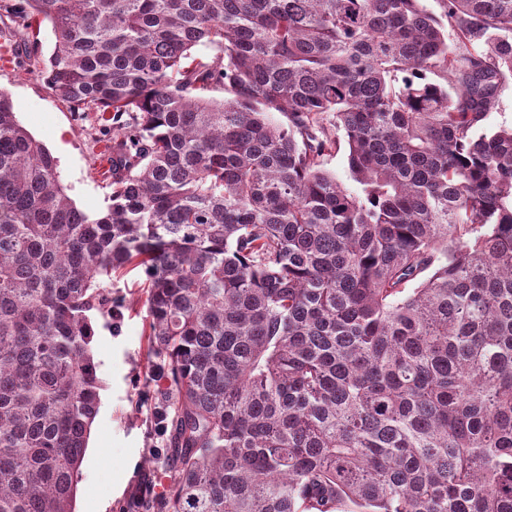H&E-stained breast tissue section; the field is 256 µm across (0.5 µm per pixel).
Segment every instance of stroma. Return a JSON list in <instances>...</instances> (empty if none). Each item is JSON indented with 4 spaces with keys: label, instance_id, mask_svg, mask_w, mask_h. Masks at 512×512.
Wrapping results in <instances>:
<instances>
[{
    "label": "stroma",
    "instance_id": "stroma-1",
    "mask_svg": "<svg viewBox=\"0 0 512 512\" xmlns=\"http://www.w3.org/2000/svg\"><path fill=\"white\" fill-rule=\"evenodd\" d=\"M12 54V63L0 67V89L11 95L20 123L58 159L76 206L88 213L104 210L112 189L100 174L103 133L95 115L72 111L42 77L20 69L25 46ZM147 287L143 270L113 275L104 283V310L91 314V347L103 388L80 468L76 512H141V486L150 485L158 501L171 482L162 419L168 383L149 349Z\"/></svg>",
    "mask_w": 512,
    "mask_h": 512
}]
</instances>
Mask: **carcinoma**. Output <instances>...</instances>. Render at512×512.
<instances>
[{"instance_id": "carcinoma-1", "label": "carcinoma", "mask_w": 512, "mask_h": 512, "mask_svg": "<svg viewBox=\"0 0 512 512\" xmlns=\"http://www.w3.org/2000/svg\"><path fill=\"white\" fill-rule=\"evenodd\" d=\"M442 3L13 8L26 71L100 113L112 194L78 209L0 90V512H75L89 313L129 266L169 382L160 512H512V127L484 129L512 0ZM347 147L342 139L340 149L326 157L324 168L336 175V179L350 192L358 189V184L351 178L346 161Z\"/></svg>"}]
</instances>
